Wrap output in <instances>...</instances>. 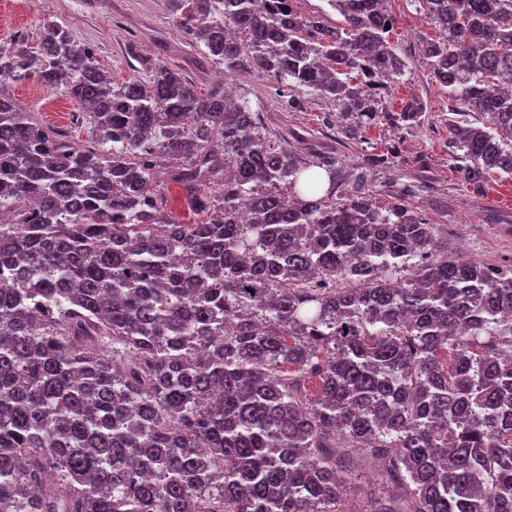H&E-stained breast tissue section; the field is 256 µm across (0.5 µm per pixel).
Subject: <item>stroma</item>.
Segmentation results:
<instances>
[{
  "mask_svg": "<svg viewBox=\"0 0 512 512\" xmlns=\"http://www.w3.org/2000/svg\"><path fill=\"white\" fill-rule=\"evenodd\" d=\"M387 7L395 19L392 43L412 68L392 86L385 104L396 110L403 100L422 99L425 113L419 125L400 129L384 122L353 141L339 134L333 107L308 92L293 95L257 75L238 77L235 91L263 112L270 133L290 139L297 152L336 156L346 175L362 172L368 154H391L390 164L372 175L378 206L390 204L403 187L417 186L413 206L447 232L449 248L463 241L469 256L486 264L512 261V204L500 198L503 190L512 189V179L492 180L480 191L463 183L448 155L452 103L422 56L424 43L437 31L408 0H388ZM51 22L66 25L77 42L92 45L116 83L147 79L155 67L167 65L204 92L219 74L198 56L168 0H0V45L16 39L36 43L43 25ZM10 94L37 122L76 143H92L84 106L65 91L48 90L32 76L12 83ZM292 96L300 107H289Z\"/></svg>",
  "mask_w": 512,
  "mask_h": 512,
  "instance_id": "stroma-1",
  "label": "stroma"
}]
</instances>
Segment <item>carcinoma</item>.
<instances>
[{
	"mask_svg": "<svg viewBox=\"0 0 512 512\" xmlns=\"http://www.w3.org/2000/svg\"><path fill=\"white\" fill-rule=\"evenodd\" d=\"M296 2L169 0L224 79L308 89L347 139L420 122L384 105L409 71L386 0H327L335 25ZM408 2L457 173L511 176L512 0ZM32 73L95 145L0 91V512H353L358 454L383 484L362 512H512V277L222 84L117 86L59 23L0 46V88ZM159 169L205 220L170 215Z\"/></svg>",
	"mask_w": 512,
	"mask_h": 512,
	"instance_id": "cac0c4a2",
	"label": "carcinoma"
}]
</instances>
